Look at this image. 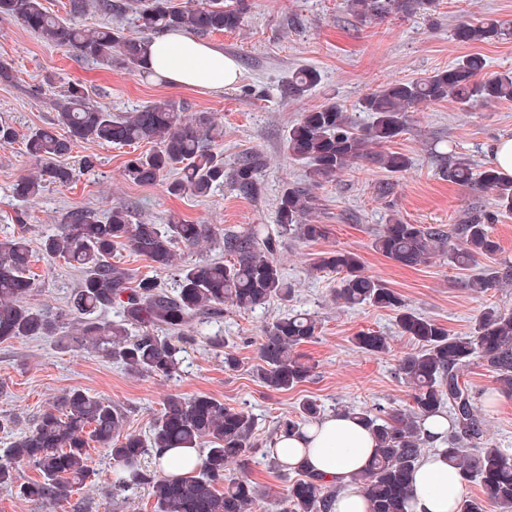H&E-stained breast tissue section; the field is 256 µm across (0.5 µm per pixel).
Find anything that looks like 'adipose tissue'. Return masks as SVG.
<instances>
[{
	"mask_svg": "<svg viewBox=\"0 0 512 512\" xmlns=\"http://www.w3.org/2000/svg\"><path fill=\"white\" fill-rule=\"evenodd\" d=\"M149 68L169 83L207 90L227 89L239 76L233 57L179 31L154 39ZM375 447V437L368 428L336 412L296 432L277 433L267 450L290 469H306L340 486L334 512H369L370 504L353 476L369 464ZM413 485L410 512H458L464 481L459 470L448 465L442 455L435 453L420 461Z\"/></svg>",
	"mask_w": 512,
	"mask_h": 512,
	"instance_id": "ef3b65f1",
	"label": "adipose tissue"
}]
</instances>
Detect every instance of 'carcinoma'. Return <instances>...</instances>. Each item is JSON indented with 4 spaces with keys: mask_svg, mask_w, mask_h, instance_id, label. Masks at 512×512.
Masks as SVG:
<instances>
[{
    "mask_svg": "<svg viewBox=\"0 0 512 512\" xmlns=\"http://www.w3.org/2000/svg\"><path fill=\"white\" fill-rule=\"evenodd\" d=\"M438 0H349V10L360 21L388 14H426ZM245 0H68L66 17L44 6L43 0H0V22L18 21L42 43L66 49L82 61L106 69L144 73L153 36L166 31L208 36L241 28ZM96 13L106 21L94 27L76 19ZM139 32L125 33L126 26ZM512 36V29L493 17L460 23L453 32L462 44L490 43ZM484 58L466 55L415 81L390 83L366 96L361 111L364 125L336 102L301 114L286 137L288 155L309 164L308 183L285 187L275 206V224H252L236 235L224 236L223 261H200L180 269L178 288L169 292L151 277L134 279L112 263V253L128 246L151 260L156 268L177 265V249L194 247L208 237L203 224L171 218L166 224L134 222L132 208L115 203L105 217L91 209L70 212L56 232L45 238L43 249L83 272L66 302L64 313L53 317L27 303L34 282L30 277V249L25 237L0 240V343L30 336L53 337L69 321L68 340L90 349L133 375L169 379L179 370L184 345L196 341L193 324L205 323L229 305L252 311L268 301L288 300L293 291L280 263L283 238L295 231L305 240L324 236L317 223L314 190L336 181L356 164H374L391 174L411 169L412 159L401 152L381 151L409 131L417 108L450 99L466 112L479 106L512 102V72L481 77ZM321 80L319 71L301 67L288 77V96L301 98ZM56 119L50 127H37L25 136L26 152L42 163L39 174L14 184L24 201L38 198L46 182L64 185L71 171L59 164L74 144L96 142L133 146L147 141L148 152L133 154L124 164L125 176L150 186L173 170L179 177L168 185L174 196L206 197L229 182L246 196L259 188L265 166L258 152L244 153L233 163L215 152L224 136L208 112L188 113L175 101H152L131 112L112 113L91 102L85 85L63 82L54 91ZM448 180L474 191L493 194L494 209L472 206L462 222L408 224L391 215L375 236L372 247L405 267L425 264L435 256L458 268H471L482 257L496 255L501 246L490 225L500 214L512 212V179L493 167L476 169L458 157L448 163ZM314 267L342 275L336 301L348 306L370 304L396 312L400 333L420 345L400 358L398 371L413 390L407 411L383 414L348 408L346 413L375 433L378 448L365 471L354 476L370 512H407L413 494L412 476L423 459L428 441L422 421L449 415L452 429L448 447L438 453L457 468L464 479L476 481L484 498L464 500L459 512H512V456L500 448L481 445L484 419L476 397L459 378L477 361L494 374L497 391L512 396V312L485 308L470 336H453L434 319L413 311L401 296L368 275L360 256L348 250L323 253ZM512 280V265L484 268L466 287L477 295ZM117 307L121 319L103 323L98 315ZM317 319L308 314L284 315L267 327L259 346L256 375L269 388L291 390L307 381L313 365L297 348L314 337ZM358 349L379 355L389 350L388 337L376 331L355 336ZM320 406L306 400L299 415L283 417L277 430H293L316 420ZM125 414L112 401L72 389L53 407L40 413L34 427L11 442L0 456V486L15 483L21 464L32 465L41 479L20 486L34 501L57 506L72 497L76 485L91 473L89 442L108 454L106 474L112 498L124 499L137 488H147L155 512H257L261 494L249 478L246 461L258 444L252 440L254 418L208 395L171 394L162 403L147 438L125 431ZM195 448L199 459L183 475H166L157 465L163 449ZM237 464L240 471L228 466ZM340 487L306 472L289 483L277 503L279 512H333Z\"/></svg>",
    "mask_w": 512,
    "mask_h": 512,
    "instance_id": "carcinoma-1",
    "label": "carcinoma"
}]
</instances>
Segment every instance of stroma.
Returning a JSON list of instances; mask_svg holds the SVG:
<instances>
[{
  "mask_svg": "<svg viewBox=\"0 0 512 512\" xmlns=\"http://www.w3.org/2000/svg\"><path fill=\"white\" fill-rule=\"evenodd\" d=\"M246 3L240 30L208 38L209 44L237 61L240 71L231 88L218 92L178 87L142 73L108 70L76 60L65 49L42 44L20 22L0 25V61L10 63L15 75L13 84H0V120L11 123L19 134L13 143L0 145V238L22 234L29 241L35 278L27 298L30 306L52 314L61 311L81 278L80 269L42 250L44 238L55 232L71 210L90 208L102 214L122 202L134 206L136 220L153 224L167 223L176 214L212 229L210 239L182 251V263L220 259L225 232L274 223L282 187L304 183L308 166L289 157L285 140L302 112L333 100L355 113L360 123H367L366 113L358 109L364 97L392 81L427 78L469 54L486 59L487 73L512 71V38L465 45L453 37L457 24L482 15L512 23V0H439L433 15L392 14L373 22L351 16L347 0ZM302 66L317 69L321 82L295 100L287 93L288 76ZM68 80L84 83L91 100L113 113L160 99L174 100L189 112L211 113L224 129L214 149L223 154L225 162L248 151L265 157L262 194L247 198L228 184L204 198L171 195L163 181L141 187L124 174L129 147L87 142L77 144L62 159L73 170L69 185H52L35 201L18 202L14 184L40 168L26 153L23 137L50 123L55 87ZM505 134L512 135V102L470 112L449 99L422 106L410 131L388 145L389 150L411 157L412 168L393 176L373 165L356 167L317 189L316 217L326 227L325 237L307 241L288 235L279 254L285 274L295 285L290 300H273L252 311L226 310L206 327L207 334L223 336V347L215 349L201 341L187 345L172 378L127 374L111 360L59 336L0 343V415L15 419L11 432H0V450L8 447L14 435L30 431L52 400L72 389L111 399L125 410L127 430L141 435L148 434L168 394H205L256 418L261 451L253 456L248 471L264 494L261 512H273L290 482L288 476L271 469L263 452L280 418L294 416L308 399L316 401L326 415L347 407L404 410L412 404L411 390L399 376L397 364L405 354L417 351L418 343L399 334L394 311L368 304L354 308L336 304L333 294L339 275L313 268L321 253L356 252L367 274L455 336L470 335L486 307L512 311V285L478 297L465 286L469 270L451 266L443 257L410 268L372 248L375 235L391 214L410 224L453 225L461 222L472 203L490 204V194L449 181L448 157L454 154L477 167L488 165V145ZM88 157L94 161L89 170L83 166ZM388 180L394 181L397 190L391 204L375 192L378 183ZM21 209L28 214L23 224L15 221ZM288 313H308L318 319L314 339L300 348L314 370L296 388L273 391L255 374L258 347L264 328ZM368 329L388 336V353L373 355L355 346L354 336ZM228 352L239 359L237 370L225 369ZM462 380L483 409L484 442L512 449V398L497 392L491 372L481 364L472 365ZM90 454L94 474L71 502L51 508L23 497L19 485L39 478L34 469L23 466L15 487L0 488V512H74L78 501L85 505L83 512H153L154 500L143 489L129 492L123 501L112 499L104 483L109 459L98 447Z\"/></svg>",
  "mask_w": 512,
  "mask_h": 512,
  "instance_id": "obj_1",
  "label": "stroma"
}]
</instances>
